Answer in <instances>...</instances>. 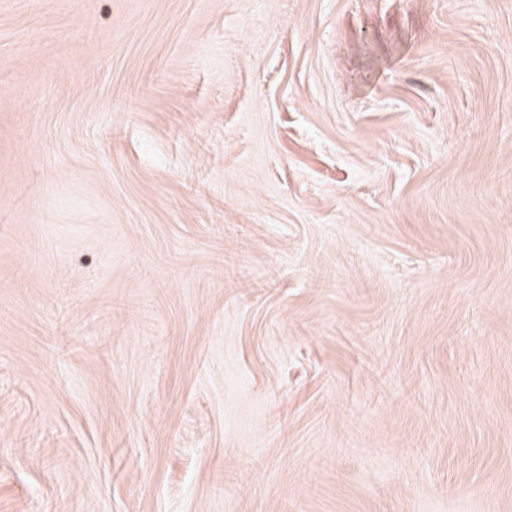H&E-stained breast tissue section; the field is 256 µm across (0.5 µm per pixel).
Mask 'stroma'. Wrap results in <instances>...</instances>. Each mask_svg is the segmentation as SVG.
<instances>
[{
    "label": "stroma",
    "mask_w": 512,
    "mask_h": 512,
    "mask_svg": "<svg viewBox=\"0 0 512 512\" xmlns=\"http://www.w3.org/2000/svg\"><path fill=\"white\" fill-rule=\"evenodd\" d=\"M0 512H512V0H0Z\"/></svg>",
    "instance_id": "35a3bbf8"
}]
</instances>
